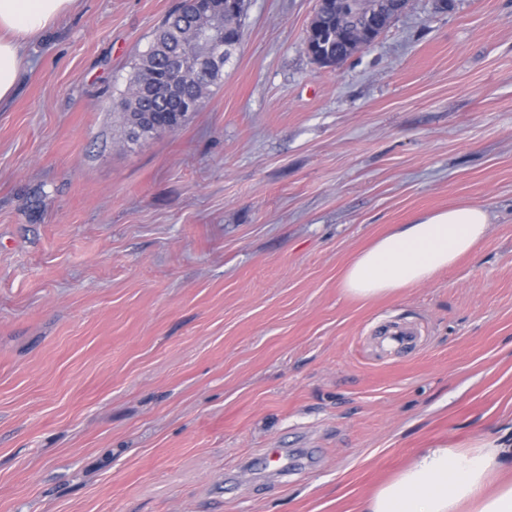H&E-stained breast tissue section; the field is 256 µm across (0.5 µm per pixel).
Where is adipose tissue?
<instances>
[{
	"instance_id": "adipose-tissue-1",
	"label": "adipose tissue",
	"mask_w": 512,
	"mask_h": 512,
	"mask_svg": "<svg viewBox=\"0 0 512 512\" xmlns=\"http://www.w3.org/2000/svg\"><path fill=\"white\" fill-rule=\"evenodd\" d=\"M77 0H0V105L11 101L25 44L70 13ZM487 209L462 204L397 224L347 267L345 293L377 298L432 280L470 255L489 230ZM512 459V438L483 436L467 450L425 448L382 485L363 512H512V482L488 489L490 476Z\"/></svg>"
}]
</instances>
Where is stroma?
Returning <instances> with one entry per match:
<instances>
[{
    "mask_svg": "<svg viewBox=\"0 0 512 512\" xmlns=\"http://www.w3.org/2000/svg\"><path fill=\"white\" fill-rule=\"evenodd\" d=\"M180 2L78 0L0 106V512H360L421 449L512 426V0H411L333 69L317 0H248L188 123L124 142ZM460 203L491 224L454 269L343 292ZM388 321L419 348L381 349Z\"/></svg>",
    "mask_w": 512,
    "mask_h": 512,
    "instance_id": "obj_1",
    "label": "stroma"
}]
</instances>
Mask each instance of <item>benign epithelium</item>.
I'll list each match as a JSON object with an SVG mask.
<instances>
[{"mask_svg":"<svg viewBox=\"0 0 512 512\" xmlns=\"http://www.w3.org/2000/svg\"><path fill=\"white\" fill-rule=\"evenodd\" d=\"M197 18L194 40L167 60L165 78L174 86L182 78H192L200 85L209 83L211 74L224 69V62L238 47L224 37V0H190ZM165 85L155 72H147L141 80V92L148 98L161 96ZM200 105L198 100L182 101L168 114L166 128L174 130Z\"/></svg>","mask_w":512,"mask_h":512,"instance_id":"1","label":"benign epithelium"}]
</instances>
